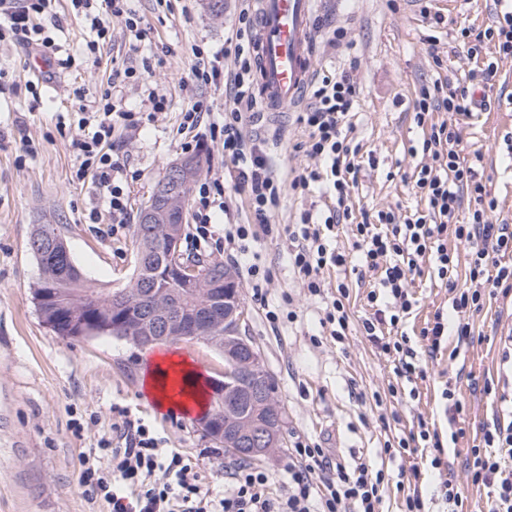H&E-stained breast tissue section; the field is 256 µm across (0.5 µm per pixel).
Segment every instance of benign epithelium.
<instances>
[{
  "label": "benign epithelium",
  "instance_id": "obj_1",
  "mask_svg": "<svg viewBox=\"0 0 512 512\" xmlns=\"http://www.w3.org/2000/svg\"><path fill=\"white\" fill-rule=\"evenodd\" d=\"M174 198L153 196L145 207L148 217L141 238L150 239L157 231L156 222L166 219ZM157 253L166 259L168 280L175 281V289L166 293L149 292L144 296L148 308L125 312L112 326L115 335L122 336L137 330L147 337L148 344L174 340H198L224 329V347L220 352L229 358L232 371L224 375L235 378L234 384L219 380L212 384L210 407L202 414L198 426L213 441L224 446L228 454L243 451L254 459L266 457L281 444L280 415L272 408L267 392L250 379L261 375L262 361L258 353L240 336V293L234 274L216 268L201 272L179 264L180 231L169 224L163 235L155 239ZM202 294L204 312L187 314L183 311L184 292ZM235 387L239 399L249 403L250 410L224 420V394Z\"/></svg>",
  "mask_w": 512,
  "mask_h": 512
}]
</instances>
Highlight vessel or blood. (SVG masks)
<instances>
[{"instance_id": "vessel-or-blood-1", "label": "vessel or blood", "mask_w": 512, "mask_h": 512, "mask_svg": "<svg viewBox=\"0 0 512 512\" xmlns=\"http://www.w3.org/2000/svg\"><path fill=\"white\" fill-rule=\"evenodd\" d=\"M322 2L257 0V122L270 124L278 114L302 104L303 92L313 76V21Z\"/></svg>"}]
</instances>
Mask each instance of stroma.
Masks as SVG:
<instances>
[{"mask_svg": "<svg viewBox=\"0 0 512 512\" xmlns=\"http://www.w3.org/2000/svg\"><path fill=\"white\" fill-rule=\"evenodd\" d=\"M127 10L145 19L138 51L125 43V19L108 16L112 39L96 55H87L91 34L69 0H57L59 30L55 38L75 63L39 96L28 90L30 49L0 41V512H88L78 484L79 453L112 431V410L120 407L155 421L170 444L196 463L204 482L224 486V469L232 458L215 447L197 425L196 415L157 409L146 400L142 383L146 347L113 336L62 337L42 321L33 301L39 271L30 250L33 225H59L87 288L102 293L128 285L135 259L132 231H112L93 223L91 214L104 203L92 182L75 177L80 164L72 146L79 134L78 106L106 87L114 69L149 63L148 85L132 81L122 90L123 109L151 112L148 89L166 95L168 109L137 128L116 127L112 141L127 175L130 206L139 212L168 165L183 155L179 132L181 112L189 98L203 95L213 103V119L224 114V99L213 89L195 86L189 77L191 48L217 50L236 23L241 0H224L216 18L201 0H127ZM445 15L436 27L430 16ZM492 0H469L447 11L438 0H347L336 12L316 17L315 74L352 69L358 83L353 137L370 161L358 176L351 202L354 214L419 208L410 183L417 163L410 153L420 146L424 127L412 112L423 85L464 79L470 68L465 50L453 41L455 27L492 24ZM343 30L346 44L333 48L328 38ZM448 61L436 68L427 54L430 36ZM464 142L481 150L480 175L498 200L496 219L512 223V60L500 64V77L479 120L460 122ZM246 136L262 141L284 188L271 221L292 224L309 202L295 195L289 183L295 170L315 162L295 151L302 132L292 117L260 128L245 122ZM186 255H207L231 265L241 289L242 328L255 343L276 383V399L284 416V445L260 467L280 475L288 467V446L295 438L327 448L329 457L346 464L360 459L383 463L385 469L425 464L421 454L382 461L387 436L408 431L421 414L445 426L441 392L448 377L466 368L477 378L492 379L496 394H473L461 386L471 427L490 421L501 398L512 399V372L503 360V339L512 336V303L495 300L472 319L486 340L460 349L457 359L438 355L428 363V376L416 385L415 397H402L400 415L390 429L379 426L370 411L373 394L386 393L395 382L393 366L380 356L360 329L345 342L321 337L312 342L321 314L319 300L306 296L299 275L289 268L286 243L275 240L258 248V263L267 276L266 298L257 300L242 262L226 251L224 234L204 243L185 237ZM419 300L405 330L416 336L436 311L450 312L446 289L429 275L415 278ZM293 298L295 321L271 324L266 308ZM82 430H74L73 419Z\"/></svg>", "mask_w": 512, "mask_h": 512, "instance_id": "35a3bbf8", "label": "stroma"}]
</instances>
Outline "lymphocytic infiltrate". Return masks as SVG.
<instances>
[{"instance_id":"lymphocytic-infiltrate-1","label":"lymphocytic infiltrate","mask_w":512,"mask_h":512,"mask_svg":"<svg viewBox=\"0 0 512 512\" xmlns=\"http://www.w3.org/2000/svg\"><path fill=\"white\" fill-rule=\"evenodd\" d=\"M55 2L0 0V14L7 18L0 24V40L8 38L55 55L53 69L33 82L36 90L51 82L56 70L73 65L37 23L38 17L52 13ZM124 2L71 0L76 16L94 35L86 45L88 53H96L100 40L109 37L110 14L124 16L128 45L136 47L144 33L143 20L125 14ZM253 28L252 15L241 10L223 50H193L189 78L197 86L223 93L224 117L212 120L209 101L194 97L184 109L183 126L207 125L225 164L223 174L206 177L198 185L195 237L212 236V214L224 207L225 185L244 192L251 220L225 227L224 241L231 252L245 257L265 240L286 238L288 261L304 290L324 305L322 331L339 342L350 331L349 285L327 281L326 271L347 266L357 279L372 278L367 294L370 313L361 321L362 335L388 357L397 377L410 384L425 379L424 358H436L452 339L460 345L474 343L473 315L491 300H512V264L505 262L512 256V225L494 223L498 202L477 178L483 154L464 144L458 130L460 118L475 107L476 90H490L501 61L512 59V0H505L495 25L458 29L457 38L473 63L462 82L420 89L413 103L415 120L429 124L430 131L421 145L426 161L415 167L412 179L424 207L404 215L381 210L376 219L365 217L353 224V246L360 255L353 266L336 251L333 240L339 224L350 217L347 201L360 171V148L350 138L357 83L347 71L321 77L313 86L311 104L297 115L304 135L299 147L317 166L298 172L291 187L304 197L316 191L328 195L332 205L324 211L309 205L293 224L272 223L281 186L262 146L243 133L246 114L255 103ZM137 76L132 67L113 71L106 89L83 109L80 135L73 142L81 155L77 179L92 177L107 203L109 222L121 227L128 224L130 213L128 193L118 179L122 165L112 155V132L116 123L129 127L133 121L130 112L117 108L112 90ZM437 112L447 113V120L434 121ZM452 242L467 249L465 276L457 274L458 256L448 248ZM427 269L447 288L453 314L435 312L414 340L404 330L418 305L410 283ZM442 397L447 429L420 416L407 435L385 440L382 448L391 458L410 449H433L430 466L439 471L440 481L430 495L422 490L418 468L400 471L393 481L371 462H332L324 448L306 440L295 441L290 450L287 479L277 481L265 470L239 466L226 470L224 488L217 492L203 484L196 465L168 448L166 439L143 418L123 408L116 411L112 435L101 436L94 447L81 452L78 481L90 512H384L385 491L392 483L402 492L400 512H432L436 500L448 512H468L467 499L443 456L445 440L466 436L467 409L455 386H445ZM505 414V419L482 425L478 444L468 448L464 459L468 480L487 491L486 512H512L511 405Z\"/></svg>"}]
</instances>
